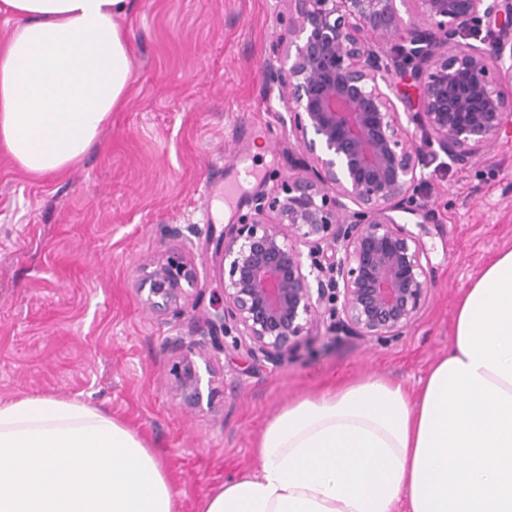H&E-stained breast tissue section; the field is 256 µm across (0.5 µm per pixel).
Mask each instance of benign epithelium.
<instances>
[{"label":"benign epithelium","instance_id":"7a95c632","mask_svg":"<svg viewBox=\"0 0 512 512\" xmlns=\"http://www.w3.org/2000/svg\"><path fill=\"white\" fill-rule=\"evenodd\" d=\"M288 15L272 75L311 176L257 196L247 222L213 239L224 294L213 338L233 337L253 368L282 364L326 316L365 343L402 336L431 291L427 249L400 221L429 219L412 195L428 158L467 165L512 124L500 89L512 79V0H288ZM198 278L190 252H173L143 267L138 292L151 312L181 314ZM174 350L175 395L212 402L214 366L193 342Z\"/></svg>","mask_w":512,"mask_h":512}]
</instances>
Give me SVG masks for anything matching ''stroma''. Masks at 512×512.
Returning a JSON list of instances; mask_svg holds the SVG:
<instances>
[{"label": "stroma", "instance_id": "35a3bbf8", "mask_svg": "<svg viewBox=\"0 0 512 512\" xmlns=\"http://www.w3.org/2000/svg\"><path fill=\"white\" fill-rule=\"evenodd\" d=\"M133 76L123 108L66 176L37 180L0 154V399L54 394L109 409L164 458L182 512L255 466L253 443L288 399L374 371L413 383L448 348L456 302L486 259L512 246V127L464 166L431 160L418 200L433 267L427 305L404 334L367 344L321 331L282 365L243 371L211 341L221 283L210 235L309 160L279 117L269 67L285 53L284 0H135L124 18ZM210 196H203V186ZM195 225L199 270L184 314L159 316L142 267L183 249L165 225ZM224 371L211 406L173 393L175 339Z\"/></svg>", "mask_w": 512, "mask_h": 512}]
</instances>
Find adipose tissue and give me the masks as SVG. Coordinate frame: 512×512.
I'll return each instance as SVG.
<instances>
[{
  "label": "adipose tissue",
  "instance_id": "adipose-tissue-1",
  "mask_svg": "<svg viewBox=\"0 0 512 512\" xmlns=\"http://www.w3.org/2000/svg\"><path fill=\"white\" fill-rule=\"evenodd\" d=\"M132 0H0V153L26 175L80 164L125 101ZM253 469L197 512H512V248L460 294L414 386L378 373L307 390L257 436ZM163 455L101 406L0 400V512H180Z\"/></svg>",
  "mask_w": 512,
  "mask_h": 512
}]
</instances>
